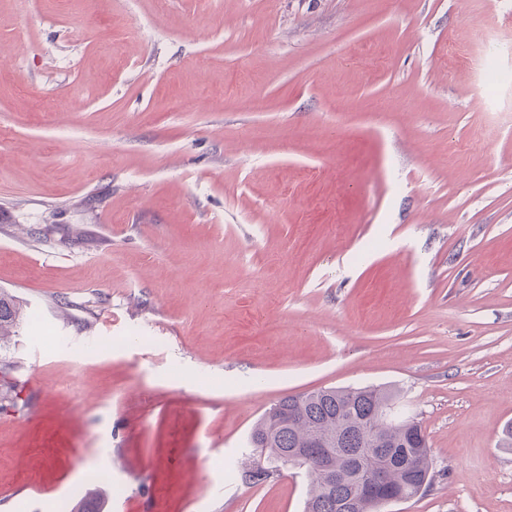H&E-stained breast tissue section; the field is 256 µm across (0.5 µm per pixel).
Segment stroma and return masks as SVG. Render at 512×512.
<instances>
[{"label": "stroma", "instance_id": "35a3bbf8", "mask_svg": "<svg viewBox=\"0 0 512 512\" xmlns=\"http://www.w3.org/2000/svg\"><path fill=\"white\" fill-rule=\"evenodd\" d=\"M501 42L483 48L481 30ZM0 512H303L237 477L282 397L380 385L512 512V0H0ZM71 380L75 397L55 391ZM464 61L472 67L477 76L478 86L482 88L483 91L492 93L500 88V85L491 78L484 56L480 58L474 56L464 57ZM24 310L22 303L16 296L0 290V343L9 336H15L23 320Z\"/></svg>", "mask_w": 512, "mask_h": 512}]
</instances>
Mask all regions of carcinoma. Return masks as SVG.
I'll list each match as a JSON object with an SVG mask.
<instances>
[{"instance_id": "obj_1", "label": "carcinoma", "mask_w": 512, "mask_h": 512, "mask_svg": "<svg viewBox=\"0 0 512 512\" xmlns=\"http://www.w3.org/2000/svg\"><path fill=\"white\" fill-rule=\"evenodd\" d=\"M23 315V305L16 296L0 290V343L15 335ZM0 381L5 387V392H0V410L18 408L17 384L4 374ZM395 398V392L378 386L329 387L281 398L259 418L248 440L252 454L263 457L265 466L243 465L240 480L263 484L274 477L284 453H298L322 440L329 448L339 443L360 455L339 453L326 468L317 458L305 466L308 489L304 512H336V503L349 497L350 512H382L378 498L388 493L416 497L419 482L432 479L430 448L419 423L409 418H386ZM359 469L369 480L385 473L375 498L352 497L353 475Z\"/></svg>"}]
</instances>
